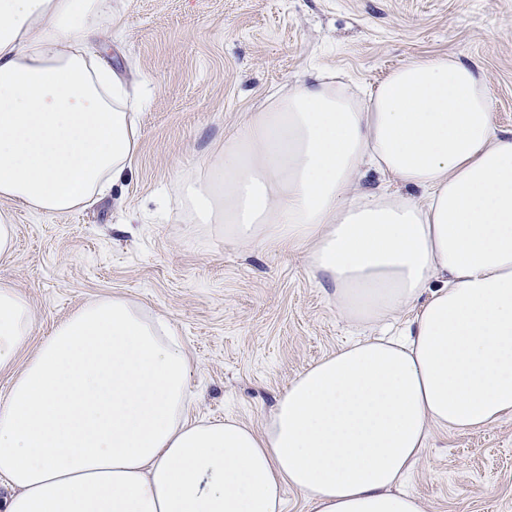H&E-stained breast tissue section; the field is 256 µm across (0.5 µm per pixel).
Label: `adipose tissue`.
I'll use <instances>...</instances> for the list:
<instances>
[{"instance_id": "obj_1", "label": "adipose tissue", "mask_w": 512, "mask_h": 512, "mask_svg": "<svg viewBox=\"0 0 512 512\" xmlns=\"http://www.w3.org/2000/svg\"><path fill=\"white\" fill-rule=\"evenodd\" d=\"M112 0H0V200L69 213L122 179L134 93L87 48ZM397 192L365 189L367 171ZM196 223L301 250L361 339L311 363L262 429L189 415L175 330L125 297L56 325L0 401V512H423L403 489L434 429L512 415V131L481 68L410 59L365 97L308 73L185 181ZM34 322L0 281V371Z\"/></svg>"}]
</instances>
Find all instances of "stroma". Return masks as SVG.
<instances>
[{
	"label": "stroma",
	"instance_id": "stroma-1",
	"mask_svg": "<svg viewBox=\"0 0 512 512\" xmlns=\"http://www.w3.org/2000/svg\"><path fill=\"white\" fill-rule=\"evenodd\" d=\"M121 30L101 46L147 80L130 170L99 203L46 216L8 201L15 250L0 281L34 310L0 397L52 329L88 301L122 295L167 317L190 358L191 413L261 427L312 362L361 335L302 252L244 249L195 223L182 184L204 176L224 137L310 70L375 86L416 56L455 54L486 75L496 122L512 130V0H112ZM405 488L423 512H512V416L479 431L434 430Z\"/></svg>",
	"mask_w": 512,
	"mask_h": 512
}]
</instances>
